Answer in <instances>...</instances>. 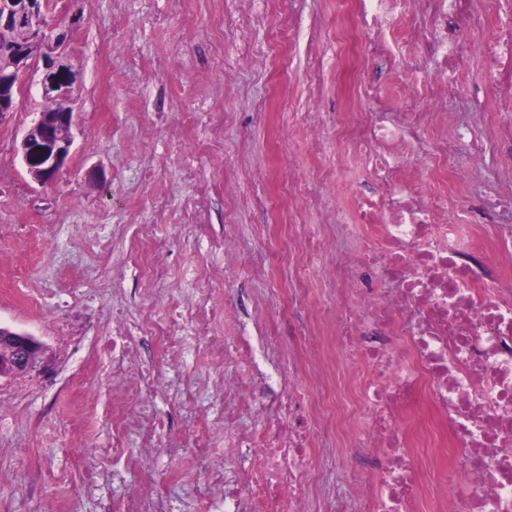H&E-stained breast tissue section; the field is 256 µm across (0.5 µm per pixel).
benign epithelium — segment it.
I'll use <instances>...</instances> for the list:
<instances>
[{
	"mask_svg": "<svg viewBox=\"0 0 512 512\" xmlns=\"http://www.w3.org/2000/svg\"><path fill=\"white\" fill-rule=\"evenodd\" d=\"M48 0H0V35L43 46L40 88L42 97L64 102L57 115L36 114L24 132L19 154L27 171L40 182H49L66 165L74 143L75 125L72 104L80 87L79 70L66 53L67 34L61 30L46 36L31 25L35 17L45 16ZM36 63L27 48L15 46L9 62L10 71H0V112L14 111V100L21 90L23 75ZM38 340L25 333L0 327V368L15 373L30 372L40 365L41 353L36 351Z\"/></svg>",
	"mask_w": 512,
	"mask_h": 512,
	"instance_id": "1",
	"label": "benign epithelium"
}]
</instances>
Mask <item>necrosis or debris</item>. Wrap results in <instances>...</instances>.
<instances>
[{
    "label": "necrosis or debris",
    "instance_id": "4bbe7bcc",
    "mask_svg": "<svg viewBox=\"0 0 512 512\" xmlns=\"http://www.w3.org/2000/svg\"><path fill=\"white\" fill-rule=\"evenodd\" d=\"M337 71L354 69L372 89V76L394 71L397 60L382 18L388 0H337ZM425 22L419 49L408 65L424 75L404 86L408 100L423 99L420 112L380 108L355 111L353 98L336 101L335 124L321 112L325 61L316 38H308V110L294 113L279 134L288 166V239L303 259L295 264L298 289L283 325L267 333L288 354L278 385L261 378L228 376L227 348L212 324L223 307L167 302L146 311L135 325L123 312L112 318L102 348L112 354V442L79 464L85 485L94 484L114 460L139 469L166 449L179 479L192 476L181 455L228 454L231 463L211 470L182 512L223 503L225 512H309L310 495L330 512H512V276L496 259L512 254V0H413ZM493 31L472 38L484 10ZM482 63L477 93L457 120L452 137L427 138L424 121L447 122L441 107L457 94L456 73L469 59ZM323 155L330 137L343 149L337 168L359 162L368 179L347 197L326 202L309 197L293 164L292 137ZM496 149L501 173L455 223L448 197H466L470 176L488 149ZM447 169L450 193L418 190V159ZM326 214L335 233L303 224L307 208ZM493 224L489 238L479 225ZM349 250L336 248L338 239ZM325 257L321 266L311 259ZM193 333L180 335L183 321ZM204 346L213 362L201 383L175 386L172 400L194 408L197 388L223 406L224 426L237 446L208 425L146 410L142 394L157 388L149 362L162 347L170 366H180L192 345ZM267 423L262 442L240 424L244 408ZM140 437L138 450L126 445ZM346 448L348 498L319 485L317 458L332 461ZM449 448L452 468L427 471L426 458ZM282 463L279 479L270 457ZM112 512H170L166 481L147 477Z\"/></svg>",
    "mask_w": 512,
    "mask_h": 512
}]
</instances>
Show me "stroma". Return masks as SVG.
<instances>
[{
    "mask_svg": "<svg viewBox=\"0 0 512 512\" xmlns=\"http://www.w3.org/2000/svg\"><path fill=\"white\" fill-rule=\"evenodd\" d=\"M235 0H49L50 25L70 29L67 53L81 74L70 159L50 183L37 182L15 150L34 113L46 102L35 79L24 78L14 112L0 119V325L27 332L42 344L40 375L54 385L22 389V375H0V512H44L62 503L68 512H101L134 493L146 473L164 475L168 457L146 471L117 468L93 487L79 484V457L109 446L112 363L96 361L94 346L112 333V313L136 317L132 293L144 285L141 260L151 257L156 287L184 301L226 305L216 331L233 343L257 338L253 315L266 305L268 322L281 316L268 303L272 284L288 266L271 267L282 247L287 212L261 219L258 203L272 187L259 169H276L278 131L290 112L307 105L306 37L309 25L289 31L285 15L267 0H251L264 15L248 34L254 63L237 65L240 47L224 38V15ZM234 71L225 86V71ZM288 90L289 109L258 118L255 108ZM294 160L309 194L330 197L355 188L362 169L338 180L313 173L317 161L297 143ZM154 225L152 236L142 225ZM207 224L215 237L232 226L236 249L224 252L188 231ZM239 277L225 294L218 273ZM285 361L273 346L251 360L228 362L242 379L277 381ZM93 390L99 408L84 417L79 390ZM81 425L83 446L66 435Z\"/></svg>",
    "mask_w": 512,
    "mask_h": 512,
    "instance_id": "obj_1",
    "label": "stroma"
}]
</instances>
